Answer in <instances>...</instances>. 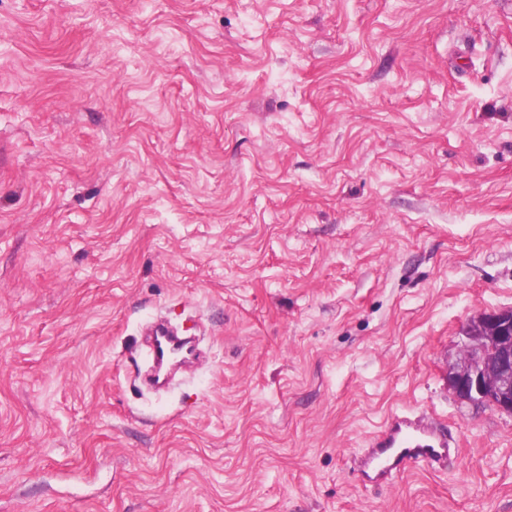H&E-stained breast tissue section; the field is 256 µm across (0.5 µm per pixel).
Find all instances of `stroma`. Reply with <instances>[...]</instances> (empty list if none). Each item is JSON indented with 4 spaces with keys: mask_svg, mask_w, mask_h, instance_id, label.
I'll use <instances>...</instances> for the list:
<instances>
[{
    "mask_svg": "<svg viewBox=\"0 0 512 512\" xmlns=\"http://www.w3.org/2000/svg\"><path fill=\"white\" fill-rule=\"evenodd\" d=\"M510 307L512 0H0V512H512ZM403 408L461 453L372 485ZM459 360L448 385L468 403L512 414V308L473 317L463 329ZM153 345L151 349L152 360L156 370V379L164 385L168 379L164 370L168 367L165 360L173 353H180L185 358L183 361H191L195 357L196 339L189 329L179 335L165 324H157L152 330ZM162 376V378H161Z\"/></svg>",
    "mask_w": 512,
    "mask_h": 512,
    "instance_id": "obj_1",
    "label": "stroma"
}]
</instances>
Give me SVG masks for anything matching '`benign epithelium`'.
Returning <instances> with one entry per match:
<instances>
[{
	"instance_id": "obj_1",
	"label": "benign epithelium",
	"mask_w": 512,
	"mask_h": 512,
	"mask_svg": "<svg viewBox=\"0 0 512 512\" xmlns=\"http://www.w3.org/2000/svg\"><path fill=\"white\" fill-rule=\"evenodd\" d=\"M459 360L448 385L468 403L512 414V308L473 317L463 329Z\"/></svg>"
}]
</instances>
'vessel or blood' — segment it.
Returning a JSON list of instances; mask_svg holds the SVG:
<instances>
[{"label": "vessel or blood", "mask_w": 512, "mask_h": 512, "mask_svg": "<svg viewBox=\"0 0 512 512\" xmlns=\"http://www.w3.org/2000/svg\"><path fill=\"white\" fill-rule=\"evenodd\" d=\"M152 360L156 372H164L174 353L194 359L196 340L189 332L158 324L153 331ZM458 442L425 413L399 410L390 414L371 438L359 459L363 478L378 485L393 484L408 465L452 461Z\"/></svg>", "instance_id": "1"}]
</instances>
